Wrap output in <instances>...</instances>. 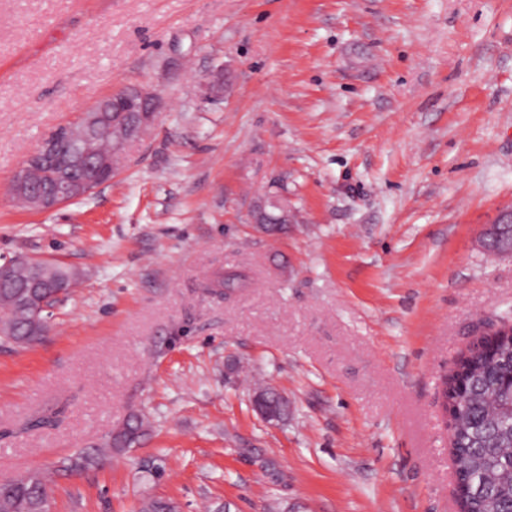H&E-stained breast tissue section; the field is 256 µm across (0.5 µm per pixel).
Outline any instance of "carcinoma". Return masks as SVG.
Listing matches in <instances>:
<instances>
[{"label":"carcinoma","instance_id":"carcinoma-1","mask_svg":"<svg viewBox=\"0 0 512 512\" xmlns=\"http://www.w3.org/2000/svg\"><path fill=\"white\" fill-rule=\"evenodd\" d=\"M87 119L79 118L75 131L57 145L63 160L73 158L84 142ZM485 249L496 254L512 250V230L503 227L486 238ZM9 278L0 281V342L29 344L40 338L48 323L32 318V305L47 297L45 290L34 287L38 281L52 283L66 295L77 281V274L61 264L41 260H19L12 264ZM222 288L228 296L247 287L245 276L226 273L206 284ZM457 364L465 374V410L453 439V455L467 485L462 512H512V387L504 379L512 373V342L498 335L490 337V347L472 346ZM253 394L261 397L260 405L273 413L279 422L288 419V399L269 385L257 386ZM143 415L132 413L122 427L113 432L104 448L83 451L62 466L66 472L84 470L99 463L104 449L116 452L130 448L146 434ZM46 476L30 471L8 483L0 484V512H44L42 492ZM136 512H178L171 499L147 496L140 500Z\"/></svg>","mask_w":512,"mask_h":512}]
</instances>
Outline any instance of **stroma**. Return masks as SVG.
I'll list each match as a JSON object with an SVG mask.
<instances>
[{
	"label": "stroma",
	"instance_id": "obj_1",
	"mask_svg": "<svg viewBox=\"0 0 512 512\" xmlns=\"http://www.w3.org/2000/svg\"><path fill=\"white\" fill-rule=\"evenodd\" d=\"M136 84L157 115L111 182L12 199L49 132ZM276 190L273 242L251 208ZM508 205L512 0H0V263L78 274L39 341L0 344V479L136 412L50 512H456L442 381L512 306L480 243ZM227 271L248 288L207 289ZM253 395H259L262 399L260 405L267 411L273 413L277 422H282L288 419L289 405L288 399L285 398L279 391L269 385H258ZM147 422L143 415L132 413L123 423L122 427L113 432L104 443L105 448L115 452L123 448H130L140 441L146 434Z\"/></svg>",
	"mask_w": 512,
	"mask_h": 512
}]
</instances>
